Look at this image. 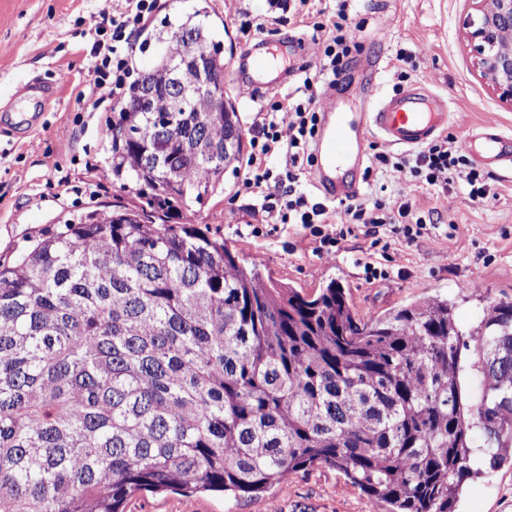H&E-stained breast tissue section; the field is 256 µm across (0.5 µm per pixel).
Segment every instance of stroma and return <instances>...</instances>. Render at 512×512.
<instances>
[{
	"label": "stroma",
	"instance_id": "obj_1",
	"mask_svg": "<svg viewBox=\"0 0 512 512\" xmlns=\"http://www.w3.org/2000/svg\"><path fill=\"white\" fill-rule=\"evenodd\" d=\"M153 21L135 42L136 73H143L161 54L167 18L206 10L207 22L224 43V60L233 62L258 44L309 40L308 28L265 21L262 31L243 37L240 12L263 18V0H157ZM121 0H0V113L14 109L23 86L39 79L53 84L52 106L31 108L29 128L0 132V263L16 261L40 234L89 213H111L120 206H141L142 196L119 184L98 182L96 167L111 163L112 123L117 115L92 98L76 102L74 83L88 82L91 64V15L104 9L121 12ZM473 10L471 0H359L347 20L359 30V49L338 86L348 102L365 78L358 63L366 56L384 58L382 92L394 94L426 84L447 96L454 114L447 136L465 154L467 133L488 127L512 134V107L503 104L474 70L462 34V22ZM413 55L404 79L394 71L398 53ZM488 197L472 200L459 184L437 192L420 182L394 177L385 191L362 192L366 205L386 203L392 189H402L430 230L408 242L392 240L388 248L372 247L363 232L341 238L335 259L315 251L309 229L280 225L268 236H254L246 224L257 217L255 199L240 194L239 166L224 173V189L191 209L169 216L173 224H195L223 237L243 263L258 261L273 280L314 292L335 281L348 293L361 318L384 316L427 296L454 306L462 331H470L483 311L512 297V168L477 165ZM68 177L69 190L57 182ZM381 269L366 279L364 264ZM128 512H370V502L349 487L342 475L311 468L292 475L281 487L260 497L227 498L220 494L184 496L171 491L135 496ZM456 512H512V464L481 469L462 486Z\"/></svg>",
	"mask_w": 512,
	"mask_h": 512
}]
</instances>
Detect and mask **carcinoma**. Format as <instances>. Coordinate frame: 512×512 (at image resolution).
<instances>
[{
    "label": "carcinoma",
    "mask_w": 512,
    "mask_h": 512,
    "mask_svg": "<svg viewBox=\"0 0 512 512\" xmlns=\"http://www.w3.org/2000/svg\"><path fill=\"white\" fill-rule=\"evenodd\" d=\"M201 11L167 22L112 133V178L148 207L70 221L0 264V512H124L141 491L259 497L312 466L385 512H455L512 462V298L463 334L426 297L362 319L336 282L307 294L195 224L241 149L224 44ZM206 92L188 88L185 40ZM479 375L462 391L464 352Z\"/></svg>",
    "instance_id": "cac0c4a2"
}]
</instances>
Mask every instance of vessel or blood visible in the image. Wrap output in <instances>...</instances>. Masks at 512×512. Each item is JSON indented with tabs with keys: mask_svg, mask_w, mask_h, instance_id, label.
I'll return each instance as SVG.
<instances>
[{
	"mask_svg": "<svg viewBox=\"0 0 512 512\" xmlns=\"http://www.w3.org/2000/svg\"><path fill=\"white\" fill-rule=\"evenodd\" d=\"M306 55V45L295 39L284 51L267 45L257 47L233 65L232 76L240 86L260 93L281 85L291 73V64L302 61ZM360 66L370 79V110L340 112L334 105H327L315 141L314 170L320 187L332 200L357 194V182L340 181L338 174L362 163L369 135H380L397 147H416L445 130L451 119L447 100L433 95L425 86L393 96L379 95L377 79L383 70L380 58H364ZM465 147L476 161L487 166L512 162V137L495 128L468 137Z\"/></svg>",
	"mask_w": 512,
	"mask_h": 512,
	"instance_id": "vessel-or-blood-1",
	"label": "vessel or blood"
}]
</instances>
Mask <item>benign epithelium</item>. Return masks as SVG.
<instances>
[{
	"mask_svg": "<svg viewBox=\"0 0 512 512\" xmlns=\"http://www.w3.org/2000/svg\"><path fill=\"white\" fill-rule=\"evenodd\" d=\"M463 22L474 69L497 98L512 106V0H473Z\"/></svg>",
	"mask_w": 512,
	"mask_h": 512,
	"instance_id": "1",
	"label": "benign epithelium"
}]
</instances>
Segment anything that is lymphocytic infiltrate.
I'll use <instances>...</instances> for the list:
<instances>
[{
	"instance_id": "lymphocytic-infiltrate-1",
	"label": "lymphocytic infiltrate",
	"mask_w": 512,
	"mask_h": 512,
	"mask_svg": "<svg viewBox=\"0 0 512 512\" xmlns=\"http://www.w3.org/2000/svg\"><path fill=\"white\" fill-rule=\"evenodd\" d=\"M125 7L118 15L99 11L93 29L95 33L111 31L110 41L98 38L90 51L92 58L88 70L89 85L99 101H110L114 106L124 105L134 83L131 79L132 38L152 20L157 0H124ZM311 38L319 49L317 65L301 66L297 84L281 96L268 99L251 141V152L243 170L241 189L261 202V209L273 224H300L310 228L318 240L316 251L322 257L335 258L337 237L323 232L330 211L324 203L311 201L302 179L300 164L312 159L319 113L315 107L325 87H333L345 72L353 50L358 44L352 33L339 23L318 20L311 24ZM283 160L281 168L270 167L272 156ZM380 171L395 170L404 178L420 180L432 186L447 188L452 177H459L467 185L474 199L486 196L484 187L478 186L476 170L464 169L463 157L453 155L447 141L430 144L414 157L391 160L384 153L376 154ZM350 226H389L391 233L407 239L421 237L425 230L422 220L416 219L407 200L401 199L391 212H383L381 203L366 206L350 203L344 209Z\"/></svg>"
}]
</instances>
